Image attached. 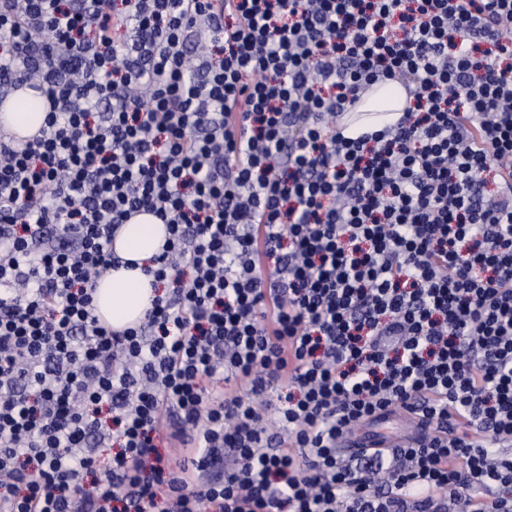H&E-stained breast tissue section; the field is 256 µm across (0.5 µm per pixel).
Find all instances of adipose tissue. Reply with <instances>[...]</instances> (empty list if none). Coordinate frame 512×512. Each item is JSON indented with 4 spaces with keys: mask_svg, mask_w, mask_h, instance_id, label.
I'll use <instances>...</instances> for the list:
<instances>
[{
    "mask_svg": "<svg viewBox=\"0 0 512 512\" xmlns=\"http://www.w3.org/2000/svg\"><path fill=\"white\" fill-rule=\"evenodd\" d=\"M27 100L37 104V111H19V104ZM10 103L11 111L0 116V124L7 131L30 135L43 125L46 112L41 95L17 93ZM166 236L165 225L147 213L133 216L118 231L113 248L123 265L109 270L95 283L94 303L102 322L122 329L140 321L155 295L152 278L144 268L161 253Z\"/></svg>",
    "mask_w": 512,
    "mask_h": 512,
    "instance_id": "ef3b65f1",
    "label": "adipose tissue"
}]
</instances>
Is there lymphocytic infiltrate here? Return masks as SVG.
<instances>
[{
    "mask_svg": "<svg viewBox=\"0 0 512 512\" xmlns=\"http://www.w3.org/2000/svg\"><path fill=\"white\" fill-rule=\"evenodd\" d=\"M21 81L0 512H512V0H0ZM384 81L409 106L345 136ZM139 213L162 291L115 331ZM7 101L12 106L9 112L3 113L4 125H2L0 114L1 125L7 131L20 135H30L35 133L44 124L46 106L45 99H43L40 94L33 95L31 91H28L26 94L21 95L16 92L11 98L7 99ZM27 101L36 103L38 112H36V107L33 104L28 105V112H16L18 105ZM166 236L165 224L151 214L135 215L123 224L113 242L122 265L103 274L94 286L96 313L102 322L123 329L140 321L155 296L153 278L143 270L153 266ZM126 261L136 263V268H126ZM390 444L400 443L407 434L406 416L390 417L375 428Z\"/></svg>",
    "mask_w": 512,
    "mask_h": 512,
    "instance_id": "f902f5d3",
    "label": "lymphocytic infiltrate"
}]
</instances>
